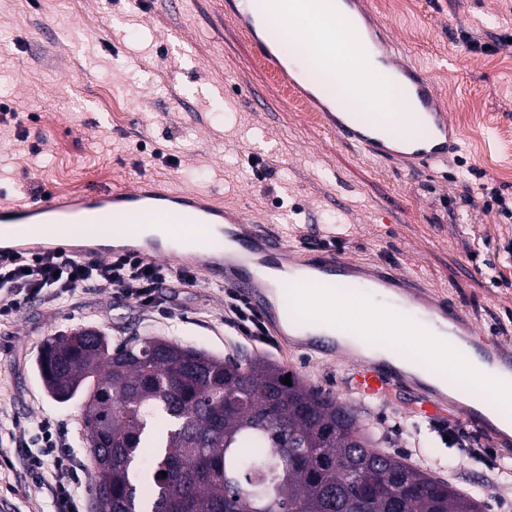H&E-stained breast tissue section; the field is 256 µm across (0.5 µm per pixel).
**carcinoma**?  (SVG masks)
Returning a JSON list of instances; mask_svg holds the SVG:
<instances>
[{"label":"carcinoma","mask_w":512,"mask_h":512,"mask_svg":"<svg viewBox=\"0 0 512 512\" xmlns=\"http://www.w3.org/2000/svg\"><path fill=\"white\" fill-rule=\"evenodd\" d=\"M88 333L52 339L40 372L68 401L105 393L83 405L96 512H393L396 498L402 512H483L281 366L154 336L102 349Z\"/></svg>","instance_id":"1"}]
</instances>
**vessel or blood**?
<instances>
[{
  "mask_svg": "<svg viewBox=\"0 0 512 512\" xmlns=\"http://www.w3.org/2000/svg\"><path fill=\"white\" fill-rule=\"evenodd\" d=\"M224 16L248 38L256 56L271 72L290 86L299 87L303 99L318 112L323 127L346 145L410 173L447 164L460 151V137L447 113L438 110L431 83L413 65L400 63L388 45H381L377 59L402 95L412 97L417 103L414 119L425 128L423 137L398 136L396 124L384 121L382 115L344 111L334 98L300 87L299 72L281 52L278 40L260 34L258 26L264 21L263 13L248 10L244 0H224ZM155 222L170 225L176 231L177 246L166 249L159 243H150L138 247L139 256L167 258L180 264L194 261L213 268L225 287L240 292L262 312L276 334H283L284 329L263 282L252 272V261L256 258L288 266L308 262L318 277L333 280L355 275L400 293L406 302L426 310L429 320L446 321L450 334L478 347L483 364L471 367L472 376L490 382L495 392L512 388V349L495 346L480 337L461 311L435 298L432 289L422 280L361 265L329 251L308 256L289 249L278 240L257 235L253 230L255 221L245 209L214 204L210 195L167 191L153 177L136 171L130 174L128 185L121 189L98 186L74 198L49 194L36 206L0 209L1 224L28 226L29 231L23 237L28 248H42L49 242L70 236L105 239ZM202 224L235 225L237 255L215 258L211 241L198 231ZM397 376L396 369L387 364L364 361L356 367L353 385L366 395L377 396L385 380Z\"/></svg>",
  "mask_w": 512,
  "mask_h": 512,
  "instance_id": "1",
  "label": "vessel or blood"
}]
</instances>
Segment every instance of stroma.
<instances>
[{
  "label": "stroma",
  "instance_id": "stroma-1",
  "mask_svg": "<svg viewBox=\"0 0 512 512\" xmlns=\"http://www.w3.org/2000/svg\"><path fill=\"white\" fill-rule=\"evenodd\" d=\"M223 0H0V105L20 125H0V207L39 203L33 187L123 186L135 170L172 190L247 204L261 232L289 247L330 240L337 253L426 279L490 340L512 347V222L486 211L481 185L512 198L502 135L512 132V49L476 53L462 41L512 35V0H411L376 11L400 60L423 69L456 125L462 153L448 165L407 174L357 153L297 110L283 85L225 21ZM120 115H113L110 104ZM263 111H256V104ZM486 119L469 129L472 105ZM278 171L276 194L253 174V158ZM225 288L198 275L162 286L154 307L87 286L65 301L31 300L0 321V425L19 424L8 455L31 454L22 432L48 418L62 427L68 463L92 478L83 441V399L58 402L39 372L45 342L80 327L111 343L155 336L225 358L257 356L355 408L374 447L396 452L458 491L478 495L486 512L512 501V445L477 447L440 438L421 393L398 381L375 398L349 383L351 358L300 345L267 344L224 324ZM503 467L491 479V465ZM0 512H52L48 487L16 482L0 466Z\"/></svg>",
  "mask_w": 512,
  "mask_h": 512
}]
</instances>
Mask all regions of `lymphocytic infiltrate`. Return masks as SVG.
<instances>
[{"label":"lymphocytic infiltrate","mask_w":512,"mask_h":512,"mask_svg":"<svg viewBox=\"0 0 512 512\" xmlns=\"http://www.w3.org/2000/svg\"><path fill=\"white\" fill-rule=\"evenodd\" d=\"M193 278V272L187 269L163 264L146 265L130 251L113 254L106 260H77L58 252L1 249L0 318L16 315L35 297L54 301L87 285L115 290L146 305L156 288L168 282L183 284ZM224 323L244 336L266 333L260 314L246 300L232 293L224 302ZM33 440L39 452L24 461V474L35 475L44 468H52L54 512H79L82 484L77 473L59 454L60 440L51 423L41 422Z\"/></svg>","instance_id":"lymphocytic-infiltrate-1"}]
</instances>
